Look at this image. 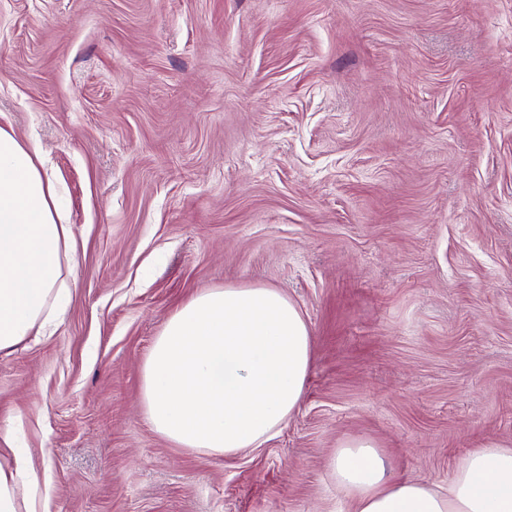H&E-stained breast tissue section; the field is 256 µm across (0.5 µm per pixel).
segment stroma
Segmentation results:
<instances>
[{
  "label": "stroma",
  "instance_id": "obj_1",
  "mask_svg": "<svg viewBox=\"0 0 512 512\" xmlns=\"http://www.w3.org/2000/svg\"><path fill=\"white\" fill-rule=\"evenodd\" d=\"M0 128L77 245L54 333L0 353L39 512H352L347 438L443 487L512 445V0H0ZM227 285L313 336L303 402L232 458L140 401L175 308Z\"/></svg>",
  "mask_w": 512,
  "mask_h": 512
}]
</instances>
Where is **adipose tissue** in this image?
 Masks as SVG:
<instances>
[{
	"label": "adipose tissue",
	"instance_id": "1",
	"mask_svg": "<svg viewBox=\"0 0 512 512\" xmlns=\"http://www.w3.org/2000/svg\"><path fill=\"white\" fill-rule=\"evenodd\" d=\"M39 152L0 129V351L61 320L76 245L59 185ZM312 336L279 290L234 286L180 305L142 366L149 424L182 448L232 457L259 447L301 404ZM355 512H512V447L488 442L447 487L388 473L375 444L351 437L329 461ZM0 512H38L22 456L0 462Z\"/></svg>",
	"mask_w": 512,
	"mask_h": 512
}]
</instances>
